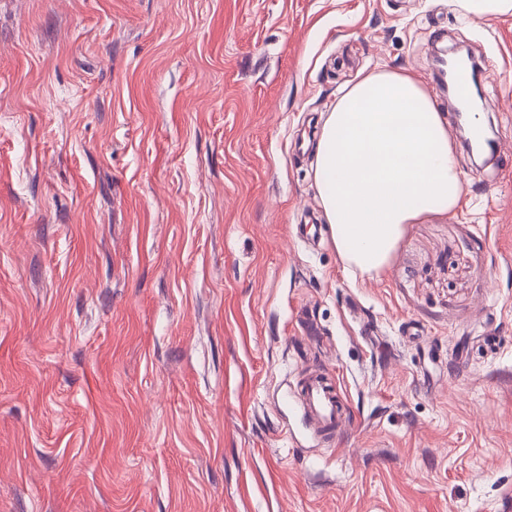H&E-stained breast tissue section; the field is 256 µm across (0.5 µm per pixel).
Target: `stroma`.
I'll return each instance as SVG.
<instances>
[{
    "mask_svg": "<svg viewBox=\"0 0 512 512\" xmlns=\"http://www.w3.org/2000/svg\"><path fill=\"white\" fill-rule=\"evenodd\" d=\"M436 44L512 144V13L0 0V512H512V157L457 149L458 208L372 276L314 185L360 72L447 111ZM316 370L351 419L320 440Z\"/></svg>",
    "mask_w": 512,
    "mask_h": 512,
    "instance_id": "stroma-1",
    "label": "stroma"
}]
</instances>
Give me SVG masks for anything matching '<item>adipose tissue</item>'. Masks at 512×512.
<instances>
[{"mask_svg":"<svg viewBox=\"0 0 512 512\" xmlns=\"http://www.w3.org/2000/svg\"><path fill=\"white\" fill-rule=\"evenodd\" d=\"M314 179L338 257L363 275L388 265L406 225L450 212L464 193L447 121L397 71L345 88L322 123Z\"/></svg>","mask_w":512,"mask_h":512,"instance_id":"adipose-tissue-1","label":"adipose tissue"}]
</instances>
